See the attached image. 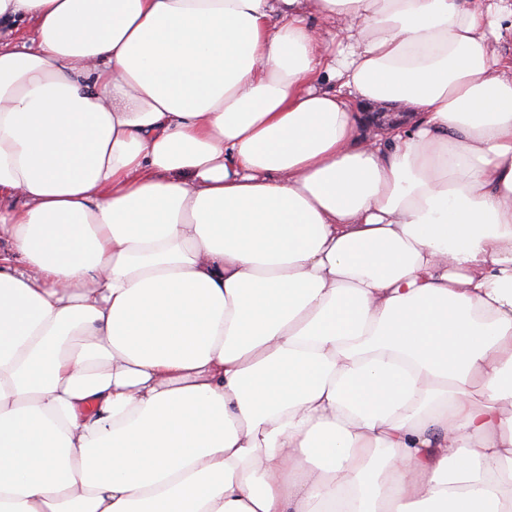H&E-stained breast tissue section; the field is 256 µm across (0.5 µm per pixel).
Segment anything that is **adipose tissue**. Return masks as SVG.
<instances>
[{"label":"adipose tissue","mask_w":512,"mask_h":512,"mask_svg":"<svg viewBox=\"0 0 512 512\" xmlns=\"http://www.w3.org/2000/svg\"><path fill=\"white\" fill-rule=\"evenodd\" d=\"M16 17L0 512H512V0ZM413 112L415 111L412 108L397 103H385L361 109V131L367 134L382 133L386 128L385 122L391 120H397V122L407 121L411 118ZM376 113H380V115L379 118L374 119L373 117L376 116ZM397 122H391V124L393 125Z\"/></svg>","instance_id":"obj_1"}]
</instances>
